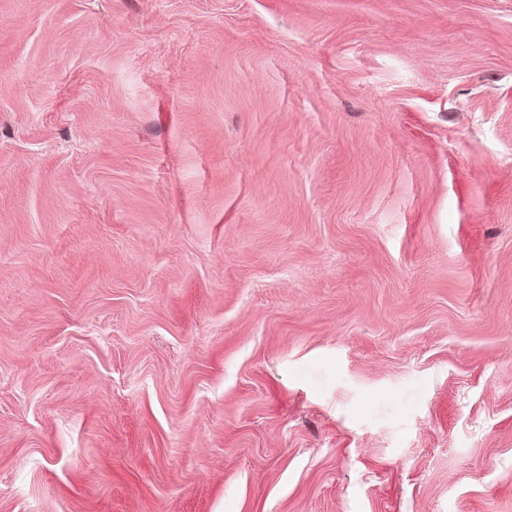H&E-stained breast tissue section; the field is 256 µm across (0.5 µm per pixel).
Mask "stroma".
<instances>
[{"label": "stroma", "mask_w": 512, "mask_h": 512, "mask_svg": "<svg viewBox=\"0 0 512 512\" xmlns=\"http://www.w3.org/2000/svg\"><path fill=\"white\" fill-rule=\"evenodd\" d=\"M0 512H512V0H0Z\"/></svg>", "instance_id": "stroma-1"}]
</instances>
